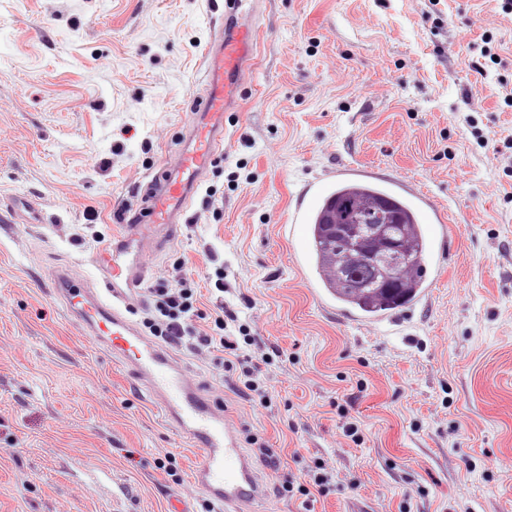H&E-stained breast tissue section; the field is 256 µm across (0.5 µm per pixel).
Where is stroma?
<instances>
[{"label": "stroma", "instance_id": "obj_1", "mask_svg": "<svg viewBox=\"0 0 512 512\" xmlns=\"http://www.w3.org/2000/svg\"><path fill=\"white\" fill-rule=\"evenodd\" d=\"M224 161L149 283L188 279L254 339L272 404L175 349L262 462L249 512L314 461L313 512H512V11L503 0H259ZM224 0H0V512H212L194 451L71 317L52 273L96 260L202 93ZM485 66L477 73L473 62ZM341 163L432 194L429 302L353 325L306 224ZM356 424L359 442L343 435Z\"/></svg>", "mask_w": 512, "mask_h": 512}]
</instances>
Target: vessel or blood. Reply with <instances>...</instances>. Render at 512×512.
I'll return each instance as SVG.
<instances>
[{
	"label": "vessel or blood",
	"mask_w": 512,
	"mask_h": 512,
	"mask_svg": "<svg viewBox=\"0 0 512 512\" xmlns=\"http://www.w3.org/2000/svg\"><path fill=\"white\" fill-rule=\"evenodd\" d=\"M255 0H224L205 53L203 92L182 130L177 152L148 185L140 209L112 236L90 283L56 270L52 286L70 314L143 382L151 403L196 449L192 483L214 512H248L260 483L241 438L217 401L209 398L174 354L144 336L128 317L148 275L144 257L173 239L191 199L224 146V114L243 82L256 44Z\"/></svg>",
	"instance_id": "vessel-or-blood-1"
}]
</instances>
